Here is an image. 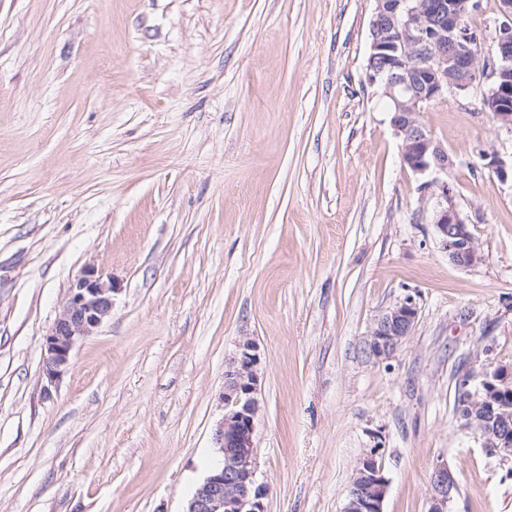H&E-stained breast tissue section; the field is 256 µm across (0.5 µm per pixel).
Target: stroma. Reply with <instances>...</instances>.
I'll return each instance as SVG.
<instances>
[{
	"label": "stroma",
	"instance_id": "stroma-1",
	"mask_svg": "<svg viewBox=\"0 0 512 512\" xmlns=\"http://www.w3.org/2000/svg\"><path fill=\"white\" fill-rule=\"evenodd\" d=\"M374 0H0V512H185L217 457L224 362L262 354L266 512H342L381 447L384 512H512L459 376L512 366V153L475 98L420 122L483 256L442 250L366 67ZM112 314L48 384L86 266ZM414 295L393 356L367 339ZM478 156L484 162L483 165L495 173L498 178L506 181L510 177L512 182V156L507 159L496 152L486 150H481ZM457 491V480L447 463L435 466L430 477L429 512H451L448 505Z\"/></svg>",
	"mask_w": 512,
	"mask_h": 512
}]
</instances>
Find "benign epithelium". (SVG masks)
Instances as JSON below:
<instances>
[{"label":"benign epithelium","instance_id":"7a95c632","mask_svg":"<svg viewBox=\"0 0 512 512\" xmlns=\"http://www.w3.org/2000/svg\"><path fill=\"white\" fill-rule=\"evenodd\" d=\"M370 23L369 83L378 85L394 112L390 125L400 141L404 167L423 176L448 173L453 156L418 120L421 112L449 95L466 96L483 86L481 111L512 132V0H499L489 56L468 54L470 31L462 19L472 0H374ZM484 166L503 181L512 178V158L496 152L478 153ZM436 202L431 209L442 249L452 264L468 268L482 261L469 224L446 181L423 183ZM112 280L87 267L71 285L61 310L44 338L43 374L56 382L68 369L75 346L93 335L112 313ZM418 316L415 299L407 295L376 321L368 340L377 361L392 357L410 335ZM262 366L256 340L241 337L224 364L223 415L215 429L220 462L196 487L185 512H266L268 487L256 479L254 439L260 401ZM457 412L461 430L481 442L490 457L512 460V368H469L458 381ZM389 479L372 448L357 462L343 512H383ZM457 480L448 464L435 466L430 477L429 512H449Z\"/></svg>","mask_w":512,"mask_h":512}]
</instances>
